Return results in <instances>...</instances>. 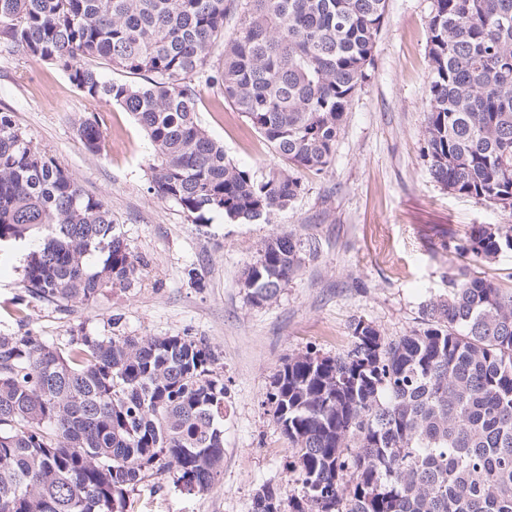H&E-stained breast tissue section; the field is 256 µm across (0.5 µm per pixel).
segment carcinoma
<instances>
[{
  "instance_id": "obj_1",
  "label": "carcinoma",
  "mask_w": 512,
  "mask_h": 512,
  "mask_svg": "<svg viewBox=\"0 0 512 512\" xmlns=\"http://www.w3.org/2000/svg\"><path fill=\"white\" fill-rule=\"evenodd\" d=\"M387 0H0V41L67 74L85 97L131 112L153 150L149 189L197 221L267 222L332 160L370 78ZM237 29L224 31L230 15ZM424 130L449 191L512 207V0H433ZM146 78L103 79L93 61ZM208 87L281 164L261 180L226 160L197 117ZM100 151L101 121L79 125ZM33 238L22 287L65 307L126 291L146 260L13 116L0 111V242ZM453 249L490 260L512 226L475 224ZM301 264L279 235L245 272L247 300L275 298ZM388 339L357 320L338 356L297 354L270 401L294 450L301 493L288 512H512V288L466 269ZM0 334V512H126L157 474L195 492L224 462L218 356L189 336H89L48 343ZM252 512H283L263 486Z\"/></svg>"
}]
</instances>
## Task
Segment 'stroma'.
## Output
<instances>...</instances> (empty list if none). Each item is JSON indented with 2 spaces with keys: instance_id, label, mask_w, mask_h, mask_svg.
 Listing matches in <instances>:
<instances>
[{
  "instance_id": "stroma-1",
  "label": "stroma",
  "mask_w": 512,
  "mask_h": 512,
  "mask_svg": "<svg viewBox=\"0 0 512 512\" xmlns=\"http://www.w3.org/2000/svg\"><path fill=\"white\" fill-rule=\"evenodd\" d=\"M433 0H388L370 79L355 94L331 164L300 172L291 206L266 223L238 224L210 215L196 224L176 203L149 189L152 147L133 117L115 104L92 103L55 65L0 43V111L64 167L87 194L101 198L119 232L147 264L136 288L103 290L91 304L58 307L28 297L24 265L0 251V334L17 331L14 310L47 341L92 336H195L220 355L228 412L224 464L211 487L187 493L169 474L130 491L126 512H251L263 485L282 497L301 483L292 449L267 397L292 355L335 356L362 320L396 339L419 328L424 304L448 292L461 267L512 288V251L489 262L462 257L453 244L475 224H511L512 208L449 192L424 156L431 70L427 22ZM102 121L99 153L77 127ZM201 125L228 159L255 179L277 167L273 147L223 96L205 90ZM292 234L301 265L278 296L251 305L246 269L268 240Z\"/></svg>"
}]
</instances>
